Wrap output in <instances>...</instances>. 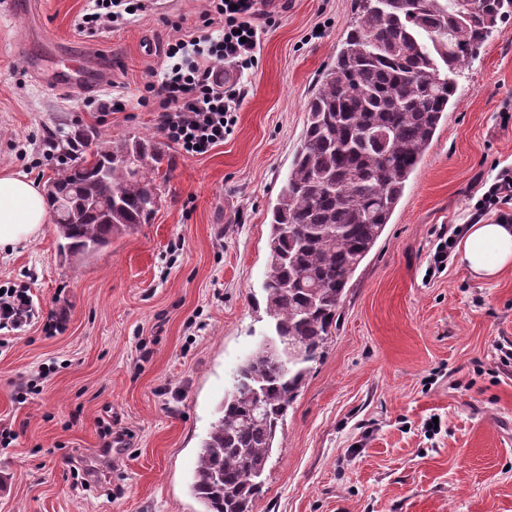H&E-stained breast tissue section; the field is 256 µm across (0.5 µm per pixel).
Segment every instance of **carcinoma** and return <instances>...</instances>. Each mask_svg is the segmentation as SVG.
<instances>
[{"label": "carcinoma", "mask_w": 512, "mask_h": 512, "mask_svg": "<svg viewBox=\"0 0 512 512\" xmlns=\"http://www.w3.org/2000/svg\"><path fill=\"white\" fill-rule=\"evenodd\" d=\"M475 2L465 16L455 0H354L356 20L308 103L270 219L264 310L306 357L281 367L259 346L237 367L197 454L191 491L202 512H253L263 494L288 409L446 117L455 74L512 15V0ZM77 139L48 201L62 248L86 259L149 223L165 152L153 137Z\"/></svg>", "instance_id": "carcinoma-1"}]
</instances>
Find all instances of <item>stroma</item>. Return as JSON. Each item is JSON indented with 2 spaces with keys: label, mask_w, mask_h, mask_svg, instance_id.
I'll return each instance as SVG.
<instances>
[{
  "label": "stroma",
  "mask_w": 512,
  "mask_h": 512,
  "mask_svg": "<svg viewBox=\"0 0 512 512\" xmlns=\"http://www.w3.org/2000/svg\"><path fill=\"white\" fill-rule=\"evenodd\" d=\"M261 34L233 132L207 154L169 145L151 221L91 258L64 254L54 224L0 254V286L29 289L36 316L0 330V512H200L202 439L240 362L271 326L254 305L271 211L306 107L353 17V0H286ZM88 0H0V170L47 185L45 130L159 136L140 106L168 43L205 0L151 2L109 32L78 31ZM66 48L101 74L87 93L42 83ZM458 92L395 213L356 271L337 326L292 408L255 512H512V270L473 277L442 231L512 170V17L462 65ZM126 100L102 115L100 100ZM36 387L19 393L16 378ZM131 438L116 462L100 424ZM95 466V483L73 467Z\"/></svg>",
  "instance_id": "35a3bbf8"
}]
</instances>
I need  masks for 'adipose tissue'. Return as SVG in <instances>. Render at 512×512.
<instances>
[{"label":"adipose tissue","instance_id":"adipose-tissue-1","mask_svg":"<svg viewBox=\"0 0 512 512\" xmlns=\"http://www.w3.org/2000/svg\"><path fill=\"white\" fill-rule=\"evenodd\" d=\"M49 203L37 181L20 172L0 173V249L37 236L48 221ZM461 264L484 279L512 267V224L467 225L457 246Z\"/></svg>","mask_w":512,"mask_h":512}]
</instances>
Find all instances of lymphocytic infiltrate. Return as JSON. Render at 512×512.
Segmentation results:
<instances>
[{
	"instance_id": "obj_1",
	"label": "lymphocytic infiltrate",
	"mask_w": 512,
	"mask_h": 512,
	"mask_svg": "<svg viewBox=\"0 0 512 512\" xmlns=\"http://www.w3.org/2000/svg\"><path fill=\"white\" fill-rule=\"evenodd\" d=\"M271 0H207L202 23L192 39L168 44L165 68L145 85L157 110L158 128L188 154H207L223 143L236 124V112L247 94L245 72L254 68L260 34L271 16ZM142 0H93L79 29L111 28ZM512 203V171L498 174L472 205L470 220L479 223L497 214L512 222L505 205Z\"/></svg>"
}]
</instances>
